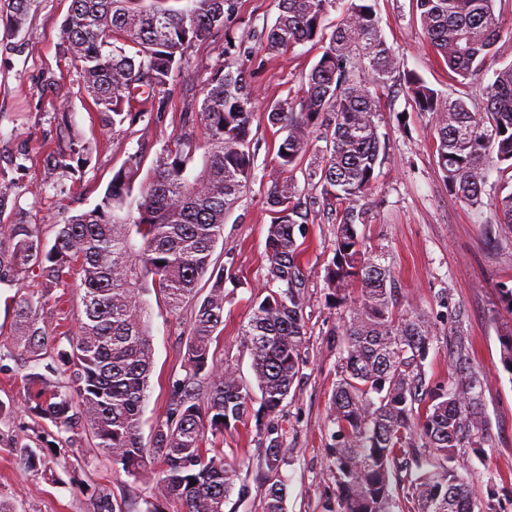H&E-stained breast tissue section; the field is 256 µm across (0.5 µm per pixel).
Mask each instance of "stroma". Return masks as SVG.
Masks as SVG:
<instances>
[{"mask_svg": "<svg viewBox=\"0 0 512 512\" xmlns=\"http://www.w3.org/2000/svg\"><path fill=\"white\" fill-rule=\"evenodd\" d=\"M70 5L71 0H31L20 31L0 24V155L23 146L39 157L62 147L66 134L56 125L54 114L64 93L77 130L95 146L83 177L65 180L63 187L47 182L37 162L13 175L5 220L23 215L29 223L40 225L49 245L58 224L97 204L114 172L130 156L139 155L142 169H149L157 153L188 135L185 114L200 99L199 87L180 83L164 112H148L134 124L101 131L75 69L62 54L61 25ZM374 7L401 71L419 74L441 96L463 98L470 110L481 107L494 70L512 64V36L506 34L494 48L489 69L469 84L459 85L430 48L415 0H375ZM277 14L278 0H239L238 14L230 24L238 61H249L258 34L273 24ZM318 57V47L307 43L260 63L250 62L259 106L252 125L257 178L226 214L224 245L213 254L215 269L224 272V327L212 344L217 357L237 368L249 385L254 382L251 357L240 342V328L264 285L270 220L264 200L277 176L272 159L281 139L263 108L295 96ZM381 106L379 132L386 142L387 159L377 168L375 187L364 202L365 243L375 259L394 272L405 308L424 313L433 325L435 339L425 370L434 383H447L452 374L451 336L458 332L467 337L471 365L483 380L489 439L480 452L461 457V471L481 499L491 500L496 512H512V371L501 362V340L512 334V313L500 302L502 290L512 288V236H499L479 211L449 193L433 151L430 124L415 112L399 78H392ZM312 216L313 224L299 239L309 299L306 363L280 418L285 458L279 474L289 487L286 512H336L338 508L329 479L327 454L335 427L328 409L339 366L336 340L348 308L336 305L326 280L335 226L321 206L313 207ZM208 292V282L200 281L197 297L176 313L168 310L156 291L144 295L154 365L142 417L143 437H150L166 410L173 383L185 375V340L198 300ZM63 300L60 306L47 303L44 317L56 347L65 350L67 332L76 330L83 317L76 284L65 287ZM43 370V365L19 356L0 363V404L5 407L0 413V498L17 512H93V490L106 487L123 512H145L158 466L136 477L128 475L90 440L83 444V461H71L64 440L44 433L28 408L25 377ZM15 439L35 449H54L70 465L51 472L21 471L6 451ZM223 449L237 461L240 482L251 488L247 497L230 496L224 512H262L259 487L266 472L255 423L225 433Z\"/></svg>", "mask_w": 512, "mask_h": 512, "instance_id": "1", "label": "stroma"}]
</instances>
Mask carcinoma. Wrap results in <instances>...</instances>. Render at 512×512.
<instances>
[{"label":"carcinoma","instance_id":"cac0c4a2","mask_svg":"<svg viewBox=\"0 0 512 512\" xmlns=\"http://www.w3.org/2000/svg\"><path fill=\"white\" fill-rule=\"evenodd\" d=\"M71 0L62 23L64 54L76 69L86 97L105 129L134 123L144 97L150 111L165 109L177 72L190 70L188 49L224 37V59L202 80L198 114L207 151L201 168L187 175L199 145L190 137L159 152L150 173L141 176L132 155L112 176L89 211L58 225L46 247L39 225L23 219L6 224L0 241V285L14 286L36 269L43 290L15 294L11 302L15 348L32 362L50 353L54 340L44 324V302L55 288L80 279L84 318L69 338L64 358L66 382L41 374L29 377L33 410L67 444L85 438L122 465L129 475L151 460L163 467L156 499L176 498L185 512H224L237 484L234 461L214 438L245 425L253 416L254 395L235 367L210 352L224 325V272L211 270L212 255L224 238V218L255 178L251 126L256 108L248 69L231 62L236 44L229 20L238 0ZM495 0H416L429 45L464 84L479 76L503 33ZM30 0H9L7 25H23ZM336 0H279L275 23L262 32L257 52L274 57L312 42L320 55L294 98L271 102L269 124L282 135L274 180L266 197L270 214L265 248V295L241 328L251 354L266 422L256 423L264 464L271 474L262 485L263 512H285L288 483L279 478L283 403L305 365L307 279L299 262L297 234L309 223L304 190L294 179L303 161L304 184L319 191L335 216L333 258L326 270L337 301L349 305L340 341L338 379L329 407L336 426L329 448V472L339 512H394L404 500L412 512H490L460 472L457 459L488 441L482 380L471 370L463 336L453 337L448 359L454 374L432 385L425 371L432 325L420 312L399 307L390 268L371 258L358 226L366 224L361 202L371 194L376 166L386 145L378 132L380 91L398 69L393 49L382 37L369 0H347L331 32L325 19ZM403 89L415 111L433 128V149L448 192L479 210L491 163L512 170V64L494 71L480 112L461 99H444L421 76L403 74ZM325 142L319 149L315 142ZM92 147L78 132L48 155L44 167L57 178L81 172ZM20 150L0 167V214L8 207L12 183L7 169H22ZM140 194L132 196L135 183ZM487 223L512 234V189L499 186ZM212 282L186 338L185 377L174 384L164 416L149 443L140 427L153 368V346L143 300L146 283L172 311L195 296L198 282ZM18 465H46L18 440L7 448ZM94 512H122L111 493L94 491Z\"/></svg>","mask_w":512,"mask_h":512}]
</instances>
